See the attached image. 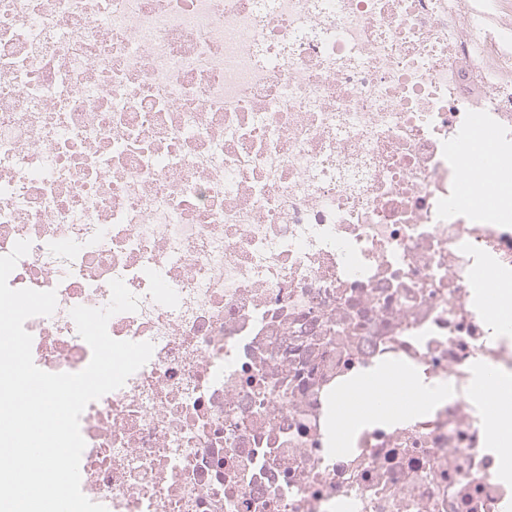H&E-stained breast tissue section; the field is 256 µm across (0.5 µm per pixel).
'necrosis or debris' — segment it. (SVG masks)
I'll return each instance as SVG.
<instances>
[{
	"mask_svg": "<svg viewBox=\"0 0 512 512\" xmlns=\"http://www.w3.org/2000/svg\"><path fill=\"white\" fill-rule=\"evenodd\" d=\"M512 0H0V255L35 365L91 360L70 311L150 360L80 417L108 512H506L473 369L512 374L472 301L512 288ZM420 368L454 397L327 444L341 385Z\"/></svg>",
	"mask_w": 512,
	"mask_h": 512,
	"instance_id": "necrosis-or-debris-1",
	"label": "necrosis or debris"
}]
</instances>
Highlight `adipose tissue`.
I'll return each instance as SVG.
<instances>
[{
    "label": "adipose tissue",
    "mask_w": 512,
    "mask_h": 512,
    "mask_svg": "<svg viewBox=\"0 0 512 512\" xmlns=\"http://www.w3.org/2000/svg\"><path fill=\"white\" fill-rule=\"evenodd\" d=\"M407 379L417 397L428 403H439L452 398V385L426 382L421 371L381 365L350 378L347 388L357 400L344 417L330 415L332 428L330 443L341 448L361 431L375 426H387L401 418L413 417L417 406H398L394 398L399 379ZM474 396L483 402L484 433L487 447L498 449V477L502 482L512 483V431L504 426L503 416L512 408V382L495 372L478 370L473 382Z\"/></svg>",
    "instance_id": "1"
}]
</instances>
